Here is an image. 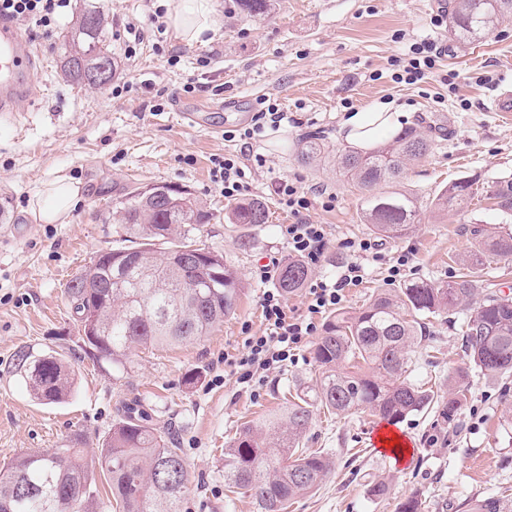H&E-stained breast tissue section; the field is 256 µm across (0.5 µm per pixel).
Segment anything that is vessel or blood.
I'll return each instance as SVG.
<instances>
[{
  "mask_svg": "<svg viewBox=\"0 0 512 512\" xmlns=\"http://www.w3.org/2000/svg\"><path fill=\"white\" fill-rule=\"evenodd\" d=\"M37 50L9 19L0 17V112H25Z\"/></svg>",
  "mask_w": 512,
  "mask_h": 512,
  "instance_id": "obj_1",
  "label": "vessel or blood"
}]
</instances>
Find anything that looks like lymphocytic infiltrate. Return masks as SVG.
<instances>
[{"label":"lymphocytic infiltrate","mask_w":512,"mask_h":512,"mask_svg":"<svg viewBox=\"0 0 512 512\" xmlns=\"http://www.w3.org/2000/svg\"><path fill=\"white\" fill-rule=\"evenodd\" d=\"M70 5L71 0H0V16L28 30L31 36L49 40ZM439 59L440 54L432 43H418L413 46L411 56L392 59V78L398 83L415 84L435 72ZM274 192L281 204L297 218L287 229L289 250L307 266H322L327 251L326 227L312 223L308 213L317 205L324 211H331L336 206L335 195L323 191L310 194L286 179L278 180ZM344 247L355 253V260L342 265L336 277L319 278L310 284L305 295L306 314L290 313L287 298L280 289L264 291L261 299L263 332L254 333L250 324H243L244 354L224 360L225 366L237 374L239 382L252 381L261 370L287 367L298 348L316 335L318 315L340 306L345 299V288L362 281L364 268L360 256L376 260L381 257L376 241L371 239L348 241Z\"/></svg>","instance_id":"lymphocytic-infiltrate-1"}]
</instances>
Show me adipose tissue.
I'll return each mask as SVG.
<instances>
[{
  "label": "adipose tissue",
  "mask_w": 512,
  "mask_h": 512,
  "mask_svg": "<svg viewBox=\"0 0 512 512\" xmlns=\"http://www.w3.org/2000/svg\"><path fill=\"white\" fill-rule=\"evenodd\" d=\"M166 23L175 39L188 43L200 41L215 29L212 0H169ZM406 117V112L394 104L372 103L343 119L344 139L360 150L373 148L383 137L398 131ZM80 194L79 185L60 178L46 186L32 209L44 223H61L77 205Z\"/></svg>",
  "instance_id": "obj_1"
}]
</instances>
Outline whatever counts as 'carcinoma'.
Masks as SVG:
<instances>
[{
    "instance_id": "cac0c4a2",
    "label": "carcinoma",
    "mask_w": 512,
    "mask_h": 512,
    "mask_svg": "<svg viewBox=\"0 0 512 512\" xmlns=\"http://www.w3.org/2000/svg\"><path fill=\"white\" fill-rule=\"evenodd\" d=\"M274 0H236L239 13L257 18L272 11ZM512 15V0H455L448 13L456 41L473 43L493 33ZM108 18L86 9L63 42L65 78L101 87L82 74L81 66L100 60L109 75L117 65L106 45ZM434 147L424 126L412 127L377 149L349 150L336 164L365 190L362 214L378 237L406 235L420 221L417 198L396 188L411 162ZM160 199L133 188L115 212L123 235L115 247L97 253L94 278L109 288L88 292L71 280L67 295L77 322L96 318V331L83 341L94 355L125 367L136 349L167 347L197 341L224 323L242 288L238 273L224 256L209 250L221 278L205 280L185 267L175 254L197 245L213 213L200 207L187 190L156 185ZM492 201L496 210L512 213V180L484 185L461 178L432 200L435 212L461 211L472 202ZM268 208L258 199L233 205L231 224H265ZM474 241L461 259L466 272L448 282L427 280L404 285L396 293L381 292L354 313H338L327 324L314 348L320 367L315 384L287 401L286 410L242 426L224 449V482L237 494L252 498L257 512H286L288 503L322 484L331 461L322 451L307 452L302 440L314 411L329 414L368 410L394 422L437 402L434 392L409 379V352L418 340V317L471 307L460 325L465 365L496 375L512 370V300L488 291L478 272L494 261L512 259V231L468 229ZM308 268L298 259L286 261L277 286L290 294L304 287ZM19 367L31 393L58 403L74 388V370L55 354L29 360ZM463 382L448 388L443 414L453 420L467 400ZM106 479L119 512H182L188 483V462L169 429L153 423L144 411L127 405L112 433L92 457L82 448L16 456L0 475V512H100L96 474ZM469 512H512V500L491 495L476 501Z\"/></svg>"
}]
</instances>
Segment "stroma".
Segmentation results:
<instances>
[{
	"label": "stroma",
	"instance_id": "35a3bbf8",
	"mask_svg": "<svg viewBox=\"0 0 512 512\" xmlns=\"http://www.w3.org/2000/svg\"><path fill=\"white\" fill-rule=\"evenodd\" d=\"M94 5L108 18L107 40L118 62L114 83L133 89L112 97L60 75L62 40L81 9ZM218 33L204 43L167 39L155 48L148 0H71L51 42L36 41L37 71L29 111L0 116V467L22 452L84 448L95 452L108 439L124 400L149 405L177 438L189 464L183 512H257L252 498L224 485V448L237 430L285 405L319 374L312 343L292 364L270 371L262 383H239L224 370L225 354H242L240 326L264 329L257 269L270 257L286 260L289 224L296 218L280 204L271 182L284 177L310 192L336 196V207L314 208L310 219L325 225L327 259L310 278L335 273L350 258L345 240L370 237L361 211L363 192L340 175L333 159L347 144L339 131L345 113L391 101L411 114V125H430L433 150L410 166L399 187L422 205L409 235L386 240V256L411 253L410 268L387 280L378 262L366 261L362 283L346 289L343 310L353 312L382 290L411 281L445 282L458 275V258L472 246L468 227H501L490 204L467 212H435L432 198L460 178L482 182L512 179V116L489 111L493 98L512 92V18L471 44L434 27L440 0H277L271 15L244 18L233 0H214ZM143 40L135 58L124 54L127 25ZM434 41L441 58L435 73L413 85L392 81V58L421 40ZM180 57L169 66L168 55ZM209 57L200 67L199 57ZM195 92L182 90L186 82ZM276 101L288 114L252 146L228 138L249 127L260 99ZM163 111H155L156 103ZM198 113V123L187 113ZM321 138V160L301 158L307 135ZM234 156L251 176L246 197L268 207L264 224L224 220L230 204L215 181L213 157ZM78 183L81 202L62 224L38 222L31 202L57 178ZM178 185L216 217L201 229L200 242L220 251L242 290L222 326L202 340L165 350H139L126 368L97 363L84 354L72 304L70 280L97 252L118 240L111 218L130 186ZM460 315L423 320L413 348L411 380L435 395L448 394V378L462 365ZM55 351L74 364L76 384L57 405L34 399L17 368L20 354ZM197 380H190V373ZM469 396L455 420L441 405L395 425L408 450L381 455L369 446L379 417L368 412L328 416L315 412L303 446L331 458L328 478L298 497L287 512H398L411 493L425 512H466L469 501L512 494V373L471 371ZM386 481V495L370 492Z\"/></svg>",
	"mask_w": 512,
	"mask_h": 512
}]
</instances>
